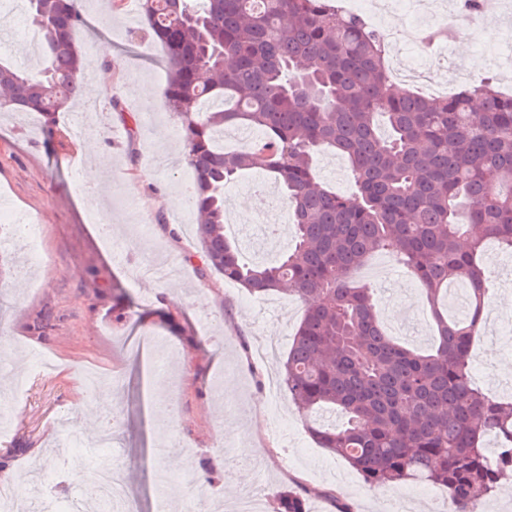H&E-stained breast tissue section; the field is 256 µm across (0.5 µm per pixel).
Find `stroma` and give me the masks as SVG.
Instances as JSON below:
<instances>
[{"label": "stroma", "instance_id": "35a3bbf8", "mask_svg": "<svg viewBox=\"0 0 512 512\" xmlns=\"http://www.w3.org/2000/svg\"><path fill=\"white\" fill-rule=\"evenodd\" d=\"M480 32L457 26L464 49L447 59L440 40L424 56L428 74L420 93L460 89L452 72L475 78L495 75L485 52L505 21L506 0H483ZM86 26L79 41L87 56L108 45L115 63L96 111L69 137L49 140L33 112H0V205L39 226V258L12 227L0 232V251L13 262L0 277V390L22 389L7 432L0 433V486L10 487L16 512H29L30 469L58 470L53 486L61 500L92 502L93 470L60 468L55 454L98 433L97 406L111 405L120 424L112 447L122 456L114 471L141 512H156L161 493L154 468L182 485L171 512H234L245 485L235 475L261 479L263 512H276L278 497L300 495L306 512H385L403 499L409 512H445L444 490L420 484L376 488L341 458L319 448L310 426L341 423L326 411L302 415L287 393L272 394L271 382L303 316V306L285 292L269 298L249 294L208 268L201 259L196 214L188 203L193 183L168 170L183 144L178 119L164 106L163 48L138 25V11L105 0H82ZM155 89L153 99L129 101L137 84ZM126 102L114 112L110 99ZM104 180L90 198L91 163ZM154 169L141 184L143 167ZM129 253L127 265L111 258L100 223ZM488 278L487 321L472 347L475 384L486 394L512 396V334L502 319L512 316V252L487 243L479 257ZM381 280L362 270L354 281L371 284L378 316L401 344L429 349L437 333L425 293L388 253ZM162 337L176 358L171 375L144 379L153 359L145 336ZM164 385L173 415L166 432L155 418L156 387Z\"/></svg>", "mask_w": 512, "mask_h": 512}]
</instances>
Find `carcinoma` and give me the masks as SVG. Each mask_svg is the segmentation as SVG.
Wrapping results in <instances>:
<instances>
[{"instance_id":"obj_1","label":"carcinoma","mask_w":512,"mask_h":512,"mask_svg":"<svg viewBox=\"0 0 512 512\" xmlns=\"http://www.w3.org/2000/svg\"><path fill=\"white\" fill-rule=\"evenodd\" d=\"M25 13L40 63H0V100L50 132L90 66L77 45L85 18L77 0H25ZM140 23L165 50L164 104L181 121L208 265L251 294L285 287L305 305L282 385L299 409L346 418L311 428L316 442L371 487L429 484L447 491L450 512H476L512 478V401L479 391L469 369L480 247L493 237L512 251V96L490 79L443 98L396 91L385 40L334 0H140ZM238 125L261 142L225 150ZM321 148L349 162L353 197L318 179ZM252 168L273 174L293 215L292 247L272 264L246 262L224 235L225 190ZM377 252L424 289L434 350L395 342L373 290L352 284ZM490 436L503 449L495 467ZM278 512H305L303 499L279 496Z\"/></svg>"}]
</instances>
